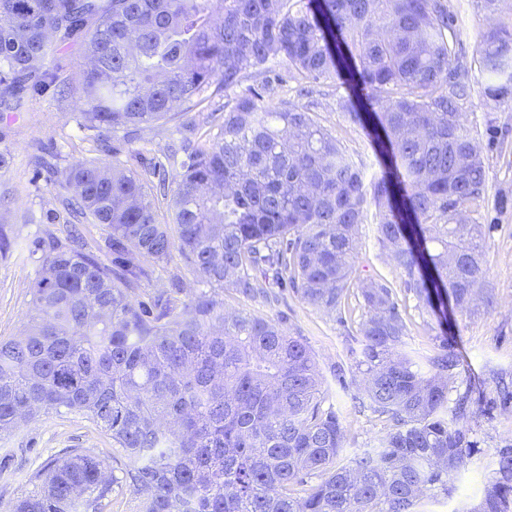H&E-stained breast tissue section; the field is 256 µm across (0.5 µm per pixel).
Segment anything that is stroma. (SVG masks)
<instances>
[{"label":"stroma","mask_w":512,"mask_h":512,"mask_svg":"<svg viewBox=\"0 0 512 512\" xmlns=\"http://www.w3.org/2000/svg\"><path fill=\"white\" fill-rule=\"evenodd\" d=\"M446 2L458 33L456 49L469 65L471 92L460 107L463 118L478 131L491 126L499 131L496 144L483 148L488 201L485 207L469 212L468 221L492 224L496 230L484 250L488 268L486 294L477 297L468 310L454 315L457 349L464 367L449 384L453 390L469 384L475 388L476 401L467 424L479 441L480 451L449 477L447 490L428 491V512H459L463 504L475 502L479 488L490 476V458L505 440L512 438V407H487L496 395L497 374L512 373V103L487 97L483 88L488 77L472 64L488 29L512 31V8L504 4L492 13L485 8L484 0ZM85 62L83 42L60 48L45 62L47 69L57 73L56 84L43 94L28 97L21 111L0 106V150L11 155L8 170L0 172V225L20 235H31L43 228L50 211L56 216V226L66 224L70 215L63 204L67 195L61 186L64 171L104 157L79 125L85 104L77 90V79ZM314 88L319 123L345 147L365 177H372L378 169L373 149L362 129L344 114L341 91L335 81L321 79ZM223 114V95L211 96L181 119L145 127L138 139L122 144L120 158L129 168L140 169L143 161L167 145L186 137L205 140L213 119ZM50 154L57 157L56 171H36L32 158ZM501 197L506 198V206H497ZM39 267L36 257L23 261L0 256V340L17 336L22 330L29 310L30 287ZM382 280L391 286L407 323L408 346L426 354L436 353L440 335L436 319L419 305L413 291L407 290L401 269L380 248L370 224L359 228V250L345 322L325 315L293 293L284 307H270L233 294L224 297L225 309H244L279 320L287 330L300 334L324 376H331L336 365H343L348 388L337 391L333 401L342 412L347 444L355 449L371 446L389 426L384 417L362 406L361 375L350 353L367 317L361 290ZM65 448L82 449L116 472L123 466L115 457L111 439L87 419L74 413L49 414L0 439V504L12 503L30 491L29 474L48 467Z\"/></svg>","instance_id":"stroma-1"}]
</instances>
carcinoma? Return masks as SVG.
<instances>
[{"mask_svg":"<svg viewBox=\"0 0 512 512\" xmlns=\"http://www.w3.org/2000/svg\"><path fill=\"white\" fill-rule=\"evenodd\" d=\"M0 0V85L17 109L23 92L58 76L45 59L81 37L80 125L127 136L173 121L224 93L208 141L188 138L141 171L89 162L63 175L76 227L25 238L41 254L20 336L0 340V436L50 413H77L112 439L122 477L71 448L28 478L10 512H102L114 486L138 512H422L424 491L448 492L479 445L472 390L448 405L458 366L455 312L484 288L482 240L497 225L464 219L487 202L485 163L459 103L470 91L444 0ZM306 82L337 78L342 107L368 136L381 168L365 181L311 105L273 107L269 63ZM475 63L485 93L512 101V33L492 29ZM262 77L243 86L247 73ZM179 166L168 196L167 166ZM170 198L173 224L156 202ZM379 243L442 327L441 353L406 348L392 289L362 291L357 365L372 412L388 431L347 448L329 382L302 336L252 312L224 313L228 290L268 305L288 290L343 319L358 229ZM179 255L203 285L176 303L168 287L139 286ZM478 503L461 512H512V442L499 447Z\"/></svg>","mask_w":512,"mask_h":512,"instance_id":"cac0c4a2","label":"carcinoma"}]
</instances>
